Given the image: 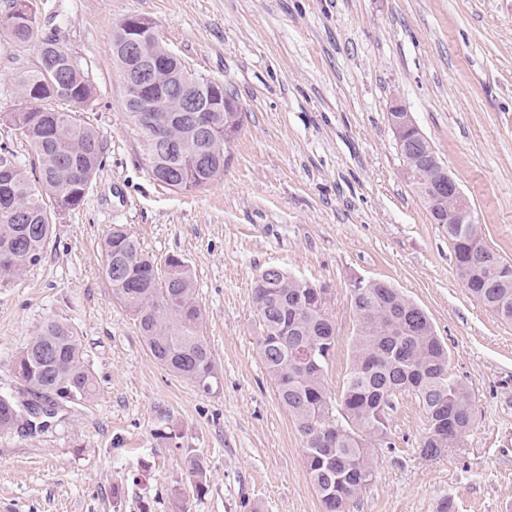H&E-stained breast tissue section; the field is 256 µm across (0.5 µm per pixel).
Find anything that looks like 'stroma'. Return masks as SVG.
Instances as JSON below:
<instances>
[{
	"instance_id": "stroma-1",
	"label": "stroma",
	"mask_w": 512,
	"mask_h": 512,
	"mask_svg": "<svg viewBox=\"0 0 512 512\" xmlns=\"http://www.w3.org/2000/svg\"><path fill=\"white\" fill-rule=\"evenodd\" d=\"M39 34L60 27L88 68L83 114L105 144L81 205L55 218L41 262L0 282V392L48 319L71 324L97 385L33 429L0 432V512H323L303 438L256 343L252 287L276 265L333 290L340 394L356 332L352 290L382 280L418 305L472 394L462 447L419 453L427 419L394 401L372 481L351 512H512V323L464 288L448 233L404 173L388 122L401 103L472 204L485 240L512 260V0H34ZM151 19L186 68L223 82L243 112L224 176L188 193L155 181L127 119L112 31ZM33 46L0 45V112ZM124 225L157 261L183 259L221 385L206 394L149 354L103 275L100 244ZM171 428L179 441L157 439ZM201 462L208 480L189 474Z\"/></svg>"
}]
</instances>
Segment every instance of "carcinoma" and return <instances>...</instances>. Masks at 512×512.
<instances>
[{
	"label": "carcinoma",
	"instance_id": "obj_1",
	"mask_svg": "<svg viewBox=\"0 0 512 512\" xmlns=\"http://www.w3.org/2000/svg\"><path fill=\"white\" fill-rule=\"evenodd\" d=\"M37 12L0 15V42L37 46L30 69L15 78L19 107L1 112L31 145L37 159L29 177L26 165L6 143H0V170H8L0 196L10 212L0 209V280L20 276L41 262L54 234V214L80 206L103 161L104 141L86 125L81 112L95 88L82 63L71 59L66 43L37 39ZM162 46L143 36L132 51L116 37L114 55L121 71L139 68L144 56H159ZM212 81L198 76L187 84L181 64L170 61L154 72L146 100L181 110L187 93L200 105L211 97ZM210 137L190 125L174 122L160 135L181 146L171 153L149 145L153 178L176 192L204 188L224 176L225 131L237 133L241 112H213ZM456 272L469 293L505 322H512V262L489 246L477 224H445ZM104 273L112 295L131 314L154 360L170 374L193 383L204 393L219 384L212 352L200 335L202 311L196 300L190 267L178 257L164 264L143 250L137 237L117 224L101 243ZM317 285L285 271L257 275L252 301L261 326L257 345L274 381L280 403L298 423L312 484L324 512H350V506L374 475L373 443L385 441L394 391L415 395L427 418L420 455L437 457L460 445L474 419L469 388L448 373V350L428 316L385 282L363 283L353 291L357 332L340 394L346 426L329 419L332 396L325 372L336 345V329L328 308L318 305ZM14 369L24 385L61 406L82 404L96 393L72 325L44 322L16 355ZM18 416L16 399L0 394V431L12 429Z\"/></svg>",
	"mask_w": 512,
	"mask_h": 512
}]
</instances>
